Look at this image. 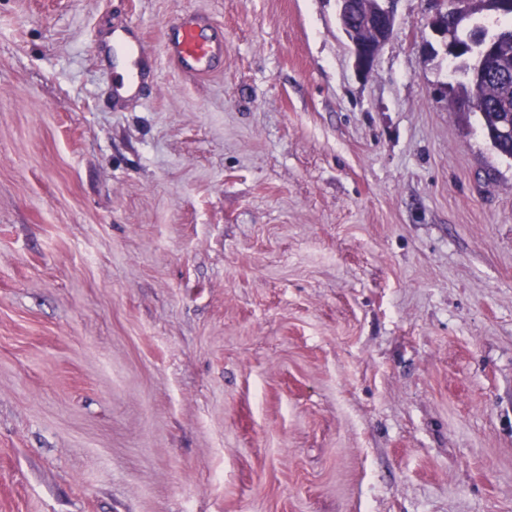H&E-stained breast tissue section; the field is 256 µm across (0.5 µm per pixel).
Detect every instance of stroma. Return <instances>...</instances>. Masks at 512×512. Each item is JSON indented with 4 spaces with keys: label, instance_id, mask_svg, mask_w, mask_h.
I'll return each mask as SVG.
<instances>
[{
    "label": "stroma",
    "instance_id": "35a3bbf8",
    "mask_svg": "<svg viewBox=\"0 0 512 512\" xmlns=\"http://www.w3.org/2000/svg\"><path fill=\"white\" fill-rule=\"evenodd\" d=\"M434 8L365 74L336 0H0V512H512V158ZM208 28L210 25L203 18L194 17L172 29L166 36L169 56L200 77L213 73L216 63L224 54V44L204 34Z\"/></svg>",
    "mask_w": 512,
    "mask_h": 512
}]
</instances>
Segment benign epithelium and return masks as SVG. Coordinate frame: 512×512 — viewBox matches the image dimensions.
<instances>
[{
  "mask_svg": "<svg viewBox=\"0 0 512 512\" xmlns=\"http://www.w3.org/2000/svg\"><path fill=\"white\" fill-rule=\"evenodd\" d=\"M337 2L338 21L351 41L356 66L361 72L367 73L374 66L379 47L394 33L393 4L395 0H375L374 9L366 14L350 9L354 0H337ZM457 7V0H436L434 14L429 20L432 31L444 39L445 51L450 56L462 53V50L452 48L454 41L450 33L454 11ZM360 28L371 31L374 36L373 42L363 43L357 39V30Z\"/></svg>",
  "mask_w": 512,
  "mask_h": 512,
  "instance_id": "benign-epithelium-1",
  "label": "benign epithelium"
}]
</instances>
